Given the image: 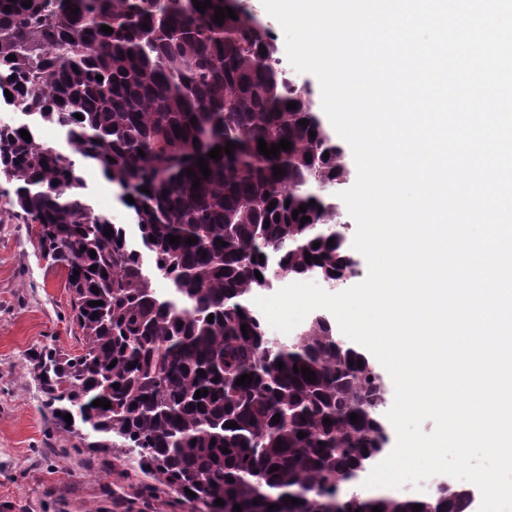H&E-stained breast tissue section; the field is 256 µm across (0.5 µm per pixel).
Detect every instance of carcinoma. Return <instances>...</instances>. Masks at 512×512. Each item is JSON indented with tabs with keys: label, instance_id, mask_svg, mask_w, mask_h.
<instances>
[{
	"label": "carcinoma",
	"instance_id": "1",
	"mask_svg": "<svg viewBox=\"0 0 512 512\" xmlns=\"http://www.w3.org/2000/svg\"><path fill=\"white\" fill-rule=\"evenodd\" d=\"M211 4L201 12L194 0H32L29 8L0 0V95L11 92L30 117L0 126V174L13 187V206L37 226L42 257L66 270L82 345L77 355L39 356L35 369L55 428L82 448L135 452L153 482L207 512H234L236 504L241 512H328L336 490L385 449L382 380L326 317L274 342L250 301L275 281L342 282L352 274L344 236L324 229L338 223L337 206L318 192L346 178V162L309 92L279 70L270 31L239 0ZM216 6L238 19L217 24ZM290 102L297 107L287 109ZM40 123L59 127L65 146L41 143ZM260 138L268 145L287 139L291 149L268 158L258 151ZM228 141L232 155L208 157ZM192 152L207 159L208 178L185 164ZM85 163L120 189L138 243L80 196ZM275 167L284 174L273 176ZM301 205L306 212L293 218ZM189 237L197 243H185ZM307 252L320 262H306ZM156 277L170 283L168 293L154 288ZM295 366L314 371L316 382ZM250 373L251 384H236ZM203 388L208 395L194 397ZM96 399L111 407L92 406ZM352 413L359 421L351 422ZM291 497L301 503H285ZM472 498L453 483L428 497L353 492L341 512H414L417 504L420 512H461Z\"/></svg>",
	"mask_w": 512,
	"mask_h": 512
}]
</instances>
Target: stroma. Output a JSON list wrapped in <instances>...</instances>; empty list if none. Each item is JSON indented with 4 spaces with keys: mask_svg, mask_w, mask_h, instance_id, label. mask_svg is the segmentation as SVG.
Listing matches in <instances>:
<instances>
[{
    "mask_svg": "<svg viewBox=\"0 0 512 512\" xmlns=\"http://www.w3.org/2000/svg\"><path fill=\"white\" fill-rule=\"evenodd\" d=\"M83 176V199L130 227L133 213L118 188L93 165ZM12 198V186L0 185V512H201L200 504L153 485L135 455L116 459L75 447L51 423L34 358L47 349L77 354L81 343L65 273L43 259Z\"/></svg>",
    "mask_w": 512,
    "mask_h": 512,
    "instance_id": "obj_1",
    "label": "stroma"
}]
</instances>
